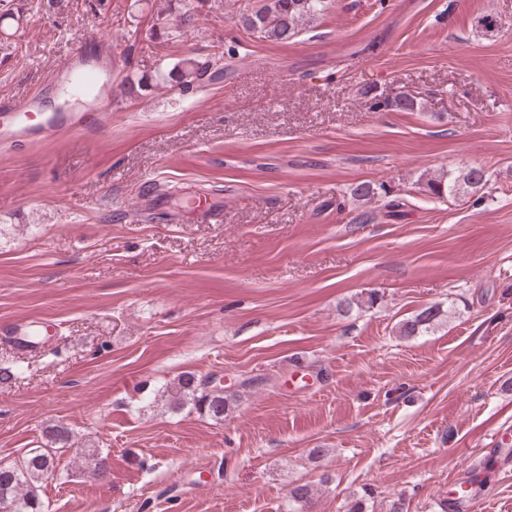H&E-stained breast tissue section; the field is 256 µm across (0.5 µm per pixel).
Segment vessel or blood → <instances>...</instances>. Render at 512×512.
Here are the masks:
<instances>
[{
    "label": "vessel or blood",
    "mask_w": 512,
    "mask_h": 512,
    "mask_svg": "<svg viewBox=\"0 0 512 512\" xmlns=\"http://www.w3.org/2000/svg\"><path fill=\"white\" fill-rule=\"evenodd\" d=\"M87 46H79L71 60L69 78L65 89L74 97H84L94 91L103 80V70L88 66L85 56ZM34 98H20L0 107V139L18 143L28 139L50 141L65 131L76 127H100L111 117V103H104L101 111L93 114L82 112H38Z\"/></svg>",
    "instance_id": "obj_1"
}]
</instances>
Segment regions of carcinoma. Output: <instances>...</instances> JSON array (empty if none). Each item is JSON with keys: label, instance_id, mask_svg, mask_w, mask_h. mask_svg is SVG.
<instances>
[{"label": "carcinoma", "instance_id": "1", "mask_svg": "<svg viewBox=\"0 0 512 512\" xmlns=\"http://www.w3.org/2000/svg\"><path fill=\"white\" fill-rule=\"evenodd\" d=\"M330 0H255L250 12L243 14L245 26L259 37L278 43H285L301 31V27L329 8ZM221 69H212L208 63H201L193 57H185L175 63L167 73L160 75L159 82L174 86H185L203 78L212 79ZM478 169L472 168L454 176L444 174L427 181L429 192L439 198L458 191L459 184L476 189L486 184L477 176ZM388 193L385 186H374L362 182L352 190V196L371 203L378 192ZM443 310L438 305L422 309L415 316L402 321L399 335L409 338L419 336L433 328ZM170 407L177 409L191 401L195 408L214 420L224 419L229 409L230 398L211 395L202 391L200 379L190 373L178 377L167 390ZM72 436L65 427H55L48 435L47 444L32 452L17 464L0 465V512H44L37 495V484L56 469V459L61 449L70 447ZM315 505L314 486L298 484L288 492V512H309Z\"/></svg>", "mask_w": 512, "mask_h": 512}]
</instances>
